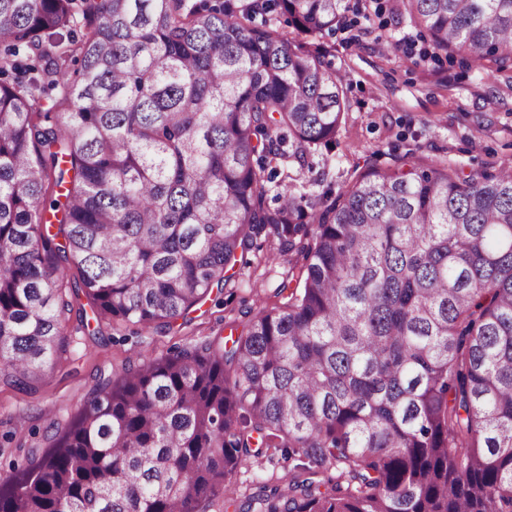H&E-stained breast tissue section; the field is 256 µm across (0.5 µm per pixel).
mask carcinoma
<instances>
[{
  "instance_id": "1",
  "label": "carcinoma",
  "mask_w": 512,
  "mask_h": 512,
  "mask_svg": "<svg viewBox=\"0 0 512 512\" xmlns=\"http://www.w3.org/2000/svg\"><path fill=\"white\" fill-rule=\"evenodd\" d=\"M276 8L316 36L349 6L0 0L1 382L36 390L82 296L157 330L262 238L303 259L230 347L124 365L0 480V512H207L278 455L288 487L238 512H512V168L409 164L266 206L268 167L312 170L348 106L325 56L255 23ZM398 10L437 52L512 66V0Z\"/></svg>"
}]
</instances>
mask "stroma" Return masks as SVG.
<instances>
[{
	"label": "stroma",
	"instance_id": "1",
	"mask_svg": "<svg viewBox=\"0 0 512 512\" xmlns=\"http://www.w3.org/2000/svg\"><path fill=\"white\" fill-rule=\"evenodd\" d=\"M395 2L349 0L344 27L309 39L339 73L349 109L334 148L315 155L313 170L277 161L269 205H277L283 184L316 196L337 194L372 166L440 162L469 173L512 163V70L488 75L460 55L433 54L425 32L408 19L393 18ZM270 251L266 244L250 252L249 266L236 267L221 295L209 297L166 332L123 322L95 331L72 311L67 350L36 393L0 384V477L11 461L39 459L48 434L66 427L126 360L166 357L206 337L228 336L231 325L245 324V311L276 303L285 273L302 259L286 255L272 261Z\"/></svg>",
	"mask_w": 512,
	"mask_h": 512
}]
</instances>
